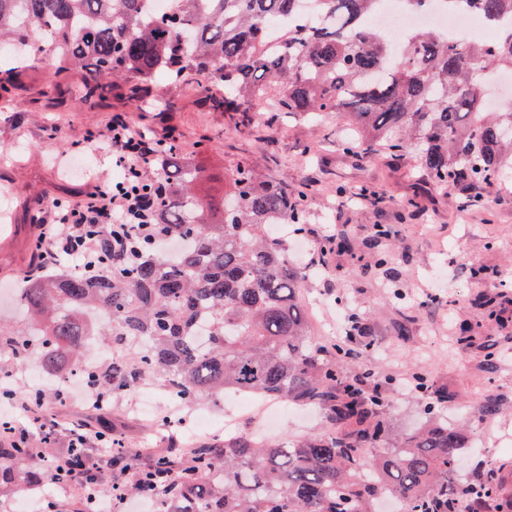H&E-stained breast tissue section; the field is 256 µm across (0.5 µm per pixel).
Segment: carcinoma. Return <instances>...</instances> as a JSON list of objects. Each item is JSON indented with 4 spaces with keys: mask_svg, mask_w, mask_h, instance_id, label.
<instances>
[{
    "mask_svg": "<svg viewBox=\"0 0 512 512\" xmlns=\"http://www.w3.org/2000/svg\"><path fill=\"white\" fill-rule=\"evenodd\" d=\"M150 2L0 0V47L11 45L14 75L28 68L38 40L55 59L116 83L198 74L223 85L216 105L243 118L276 93L279 111L334 113L360 153L381 143L413 153L446 186L491 183L512 170V107L487 112L482 98L488 69L512 71V29L493 44L419 31L398 46L363 26L378 0H311L316 17L299 25L288 18L301 0H169L162 13ZM467 2L491 23L512 15V0ZM272 18L283 21L275 50ZM158 163L167 180L158 233L188 247L171 255L140 240L136 257L117 264L105 243L92 271L22 275L26 325L1 322L0 349L15 362L36 350L58 382L82 372L102 395L154 371L180 401L227 389L277 396L318 406L328 428L278 448L232 435L140 464L129 455L133 476L112 490V512L121 496L141 493L159 512H372L386 494L404 500L406 512H512L496 470L480 481L448 479L466 439L459 427L433 420L382 447V393L346 375V350L307 335L301 269L269 232L302 220L287 188L239 165L225 176L227 190L205 192L202 168L174 142ZM95 336L109 347L129 338L145 347L133 360L87 370L76 358ZM26 459L31 465L18 468ZM45 486L71 494L46 499L43 512H94L91 496L104 489L95 462L52 455L48 436L32 446L17 435L0 447V500Z\"/></svg>",
    "mask_w": 512,
    "mask_h": 512,
    "instance_id": "carcinoma-1",
    "label": "carcinoma"
}]
</instances>
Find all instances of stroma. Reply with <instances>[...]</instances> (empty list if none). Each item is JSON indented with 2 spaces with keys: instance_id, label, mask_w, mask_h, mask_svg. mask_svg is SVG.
<instances>
[{
  "instance_id": "stroma-1",
  "label": "stroma",
  "mask_w": 512,
  "mask_h": 512,
  "mask_svg": "<svg viewBox=\"0 0 512 512\" xmlns=\"http://www.w3.org/2000/svg\"><path fill=\"white\" fill-rule=\"evenodd\" d=\"M89 92L97 107L85 105ZM118 114L160 134L175 129L184 155L204 168L207 187H220L245 163L301 196L304 222L287 246L303 271L299 294L312 338L344 345L348 374L359 375L365 390L381 387L394 434L417 431L425 406L445 395L443 416L466 412L468 436L481 442L480 451L460 453V473L472 476L495 463L503 492L512 494V289L495 285L498 276L512 277V200L498 201L491 190L478 202L466 191H444L397 152L346 150L331 114L314 125L261 103L243 128L208 102L201 79L171 84L161 77L149 96L131 98L108 78L57 73L44 57L0 99V151L9 156L0 161V187L13 193L11 213L0 219V289L15 287L16 270L31 264V216L40 206L119 176L100 152L83 176L68 175L63 162L85 155L88 139L106 133ZM380 226L386 236L378 240ZM328 233L345 236L350 250H330ZM355 320L369 335H349ZM463 326L475 338L466 347L457 343ZM37 360L0 359V375L11 374L16 391L12 402L0 403V416L14 419L35 444L52 432L59 453L73 430L93 427V412L86 402L58 400L57 386L46 384L39 388L44 426L33 427L28 402ZM417 376L425 388L400 391L402 379ZM145 382L156 393L149 413H138L131 393L112 394L114 438L138 455L171 445L155 432L170 410L163 382L152 373ZM285 408L286 425L264 428L255 411L242 420V434L280 445L323 431L318 408L290 401Z\"/></svg>"
}]
</instances>
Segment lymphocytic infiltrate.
I'll return each instance as SVG.
<instances>
[{"label":"lymphocytic infiltrate","instance_id":"obj_1","mask_svg":"<svg viewBox=\"0 0 512 512\" xmlns=\"http://www.w3.org/2000/svg\"><path fill=\"white\" fill-rule=\"evenodd\" d=\"M170 140V135L136 128L123 117L113 121L99 143L123 169V178L97 182L79 202L59 200L38 212L33 251L37 268L66 262L80 272L92 269L97 248L84 236L91 226L109 234L113 253L124 258L135 241L151 236L157 198L165 186L159 181L148 184L147 172Z\"/></svg>","mask_w":512,"mask_h":512}]
</instances>
